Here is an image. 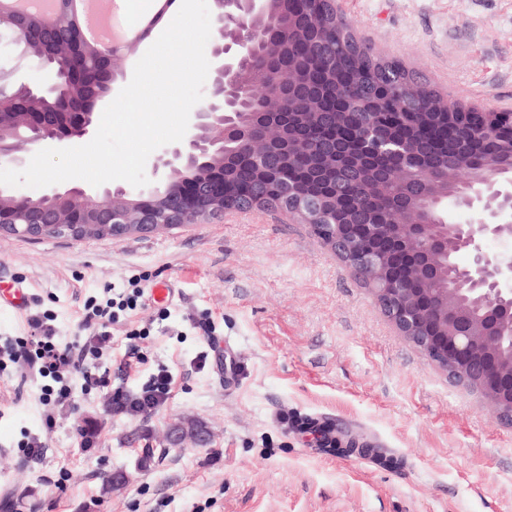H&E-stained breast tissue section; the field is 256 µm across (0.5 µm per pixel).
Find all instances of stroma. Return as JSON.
<instances>
[{
  "mask_svg": "<svg viewBox=\"0 0 512 512\" xmlns=\"http://www.w3.org/2000/svg\"><path fill=\"white\" fill-rule=\"evenodd\" d=\"M335 4L376 55L441 96L512 112V0ZM138 273L144 295L109 325L97 360L106 386L73 379L53 428L41 398L57 383L0 371V512H512V426L401 336L310 225L276 210L114 240L0 236V285L29 293L23 310L0 307V346L43 313L60 344L79 341L89 299L107 286L131 294ZM214 336L234 389L210 355ZM163 367L162 406L108 412L114 391L137 392ZM82 419L99 426L94 447L80 445ZM181 419L204 422L210 444L136 470ZM321 426L372 454L330 451ZM35 435L46 446L30 457ZM115 469L130 482L101 498Z\"/></svg>",
  "mask_w": 512,
  "mask_h": 512,
  "instance_id": "35a3bbf8",
  "label": "stroma"
}]
</instances>
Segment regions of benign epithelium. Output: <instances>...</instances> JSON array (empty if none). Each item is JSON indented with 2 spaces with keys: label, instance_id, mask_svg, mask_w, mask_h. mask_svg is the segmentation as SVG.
Instances as JSON below:
<instances>
[{
  "label": "benign epithelium",
  "instance_id": "obj_1",
  "mask_svg": "<svg viewBox=\"0 0 512 512\" xmlns=\"http://www.w3.org/2000/svg\"><path fill=\"white\" fill-rule=\"evenodd\" d=\"M224 12L214 17L211 42V82L204 100L190 114L180 142L155 150L146 162L149 183L124 184L89 192L81 186L48 188L42 195H17L0 188V234L42 238L82 239V231L97 227L123 238L150 234L177 225L199 223L229 211L224 199L225 171L249 163L264 173V159L275 154L288 160L334 155L335 164L350 167L356 159L325 138L309 137L291 128V113L299 103L314 104L323 79L300 60L313 56L323 35L321 21L334 12L332 0H221ZM37 33L13 36L29 50ZM103 71L108 84L118 82L114 70L123 46L105 44ZM267 50L264 75L241 81L251 54ZM37 68L52 73L49 84L17 83L12 71L0 68V100L14 99L29 108L58 88V80L80 85L84 75L75 63L71 40L59 42L50 64ZM249 100L253 121L244 126L236 105ZM92 98L80 109L62 98L56 112H18L11 122L0 121V163H25V152L42 147L67 148L92 136L97 122ZM466 153L457 164L453 195L426 194L414 206L385 204L377 211L380 223H368L363 208L347 222L324 224L318 214L339 208L342 195L355 192L369 199L384 184L411 177L407 159L420 151L431 153L430 141L419 129L416 142L376 137L374 153L396 158L367 172L364 182L336 185L327 196L308 186L296 192L291 185L275 189L288 201L283 212L310 224L317 236L358 275L383 314L407 341L442 369L448 379L475 392L501 421L512 422V350L504 352L498 333L504 319L512 320V255L488 254L485 237L512 239V114L443 101ZM471 210L472 224H449L448 201ZM367 224L368 238L355 231ZM459 252L470 255L460 265ZM415 263L418 287L387 273L390 261Z\"/></svg>",
  "mask_w": 512,
  "mask_h": 512
}]
</instances>
